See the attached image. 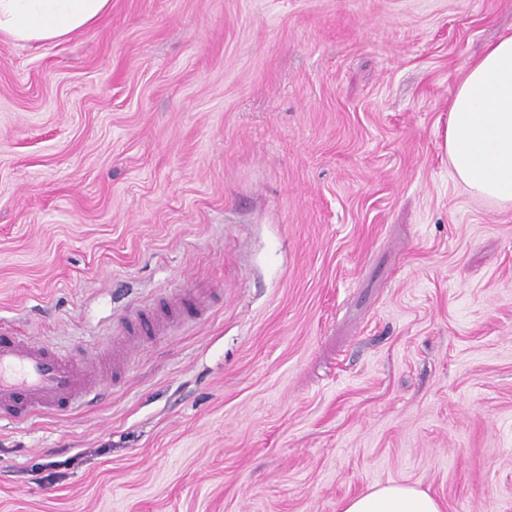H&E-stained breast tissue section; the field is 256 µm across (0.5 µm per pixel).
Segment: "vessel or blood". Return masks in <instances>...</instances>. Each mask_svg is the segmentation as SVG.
<instances>
[{
	"instance_id": "b4317fda",
	"label": "vessel or blood",
	"mask_w": 512,
	"mask_h": 512,
	"mask_svg": "<svg viewBox=\"0 0 512 512\" xmlns=\"http://www.w3.org/2000/svg\"><path fill=\"white\" fill-rule=\"evenodd\" d=\"M214 304L209 292L186 289L126 322L124 334L137 338L207 314ZM96 358H74L40 340L0 331V419L22 424L36 413H66L98 388Z\"/></svg>"
}]
</instances>
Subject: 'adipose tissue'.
I'll return each mask as SVG.
<instances>
[{"mask_svg": "<svg viewBox=\"0 0 512 512\" xmlns=\"http://www.w3.org/2000/svg\"><path fill=\"white\" fill-rule=\"evenodd\" d=\"M112 0H0V35L16 42L71 38L106 16ZM445 150L473 196L512 205V36L469 65L448 111ZM428 491L390 481L341 502L339 512H443Z\"/></svg>", "mask_w": 512, "mask_h": 512, "instance_id": "adipose-tissue-1", "label": "adipose tissue"}]
</instances>
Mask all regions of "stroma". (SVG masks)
I'll use <instances>...</instances> for the list:
<instances>
[{
    "label": "stroma",
    "instance_id": "35a3bbf8",
    "mask_svg": "<svg viewBox=\"0 0 512 512\" xmlns=\"http://www.w3.org/2000/svg\"><path fill=\"white\" fill-rule=\"evenodd\" d=\"M512 0H112L0 36V325L105 352L87 408L0 426V512H338L391 480L512 512V207L448 102ZM211 292L191 289L179 291L163 299L156 307L144 311L135 320L124 325L123 334L137 338L147 334L160 333L168 326L188 319H197L207 314L213 304Z\"/></svg>",
    "mask_w": 512,
    "mask_h": 512
}]
</instances>
